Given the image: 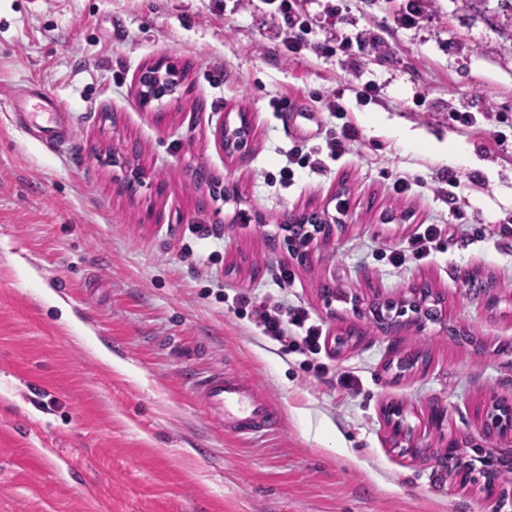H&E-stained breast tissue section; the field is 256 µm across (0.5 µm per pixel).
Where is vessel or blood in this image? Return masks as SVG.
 Listing matches in <instances>:
<instances>
[{"label": "vessel or blood", "mask_w": 512, "mask_h": 512, "mask_svg": "<svg viewBox=\"0 0 512 512\" xmlns=\"http://www.w3.org/2000/svg\"><path fill=\"white\" fill-rule=\"evenodd\" d=\"M9 107L21 124L35 125L46 146L60 148L68 143L67 129L53 118L59 104L42 92L38 82H28L11 98ZM194 388L204 410L222 415L237 435H262L280 422L279 413L257 401L252 387L233 375L215 371L198 378Z\"/></svg>", "instance_id": "1"}]
</instances>
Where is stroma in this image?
Segmentation results:
<instances>
[{
    "label": "stroma",
    "mask_w": 512,
    "mask_h": 512,
    "mask_svg": "<svg viewBox=\"0 0 512 512\" xmlns=\"http://www.w3.org/2000/svg\"><path fill=\"white\" fill-rule=\"evenodd\" d=\"M406 3L295 0L312 41L383 46L320 56L288 53L264 0H0V512H512V472L490 500L436 455L512 448L484 424L512 401V27L498 0H431L411 25ZM158 62L181 85L142 104ZM31 77L73 120L60 151L4 106ZM337 94L358 140L276 181L289 149L324 148ZM412 134L471 153L451 166ZM398 172L416 180L404 196ZM306 210L343 224L302 261L282 224ZM424 224L447 225L439 247L388 264ZM420 283L447 316L395 335L321 293L398 302ZM243 293L317 318L329 375L263 336ZM214 370L253 381L279 430L206 416L193 384Z\"/></svg>",
    "instance_id": "1"
}]
</instances>
